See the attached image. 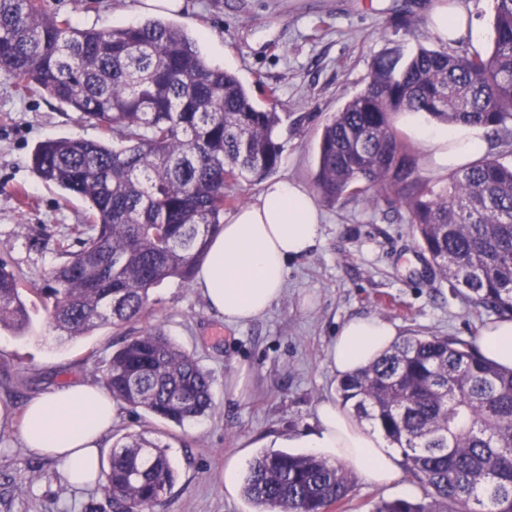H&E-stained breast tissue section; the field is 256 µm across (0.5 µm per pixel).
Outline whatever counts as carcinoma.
<instances>
[{
    "instance_id": "1",
    "label": "carcinoma",
    "mask_w": 512,
    "mask_h": 512,
    "mask_svg": "<svg viewBox=\"0 0 512 512\" xmlns=\"http://www.w3.org/2000/svg\"><path fill=\"white\" fill-rule=\"evenodd\" d=\"M492 45L481 54L399 46L376 55L363 89L324 125L314 184L331 202L396 200L438 273L476 307L512 317V163L485 155L436 187L395 127L404 112L490 128L512 145V0H491ZM0 75L22 94H46L102 130L54 138L33 170L89 204L90 220L59 243L61 262L39 289L49 324L70 340L148 315L150 291L184 286L224 224L231 182L280 167L283 116L256 105L238 78L208 65L184 30L152 18L78 28L46 0H0ZM31 327L18 274L0 262V330ZM104 383L131 411L178 426L212 408L214 379L159 325L126 337ZM336 394L401 449L424 490L380 500L373 512H512V370L460 336L399 338L341 379ZM115 512H150L175 472L143 434L113 445L101 471ZM354 475L313 454L263 452L242 491L260 512H328Z\"/></svg>"
}]
</instances>
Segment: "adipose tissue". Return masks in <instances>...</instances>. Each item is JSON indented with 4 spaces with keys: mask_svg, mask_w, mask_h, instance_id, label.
Wrapping results in <instances>:
<instances>
[{
    "mask_svg": "<svg viewBox=\"0 0 512 512\" xmlns=\"http://www.w3.org/2000/svg\"><path fill=\"white\" fill-rule=\"evenodd\" d=\"M431 26L444 41L481 38L462 0L436 7ZM401 122L443 171L468 164L487 149L483 133L473 127L428 125L412 113ZM321 224V210L307 185L265 182L260 194L210 240L195 278L207 307L228 324L263 315L282 296L290 263L318 247ZM397 338V328L385 320L353 318L332 340L328 366L335 377L344 378L380 357ZM476 346L484 357L512 369V319L487 323ZM115 416L116 402L108 389L74 382L29 400L19 436L30 451L56 460L68 483L84 487L97 481L100 449ZM288 445L342 464L370 483L386 485L399 475L400 457L383 433L358 423L333 398L318 405L312 429L289 437Z\"/></svg>",
    "mask_w": 512,
    "mask_h": 512,
    "instance_id": "obj_1",
    "label": "adipose tissue"
}]
</instances>
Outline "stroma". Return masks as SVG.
<instances>
[{"mask_svg": "<svg viewBox=\"0 0 512 512\" xmlns=\"http://www.w3.org/2000/svg\"><path fill=\"white\" fill-rule=\"evenodd\" d=\"M438 0H184L174 23L198 40L208 64L234 73L260 106L284 121L277 178L312 184L324 124L366 82L372 58L403 45L438 48L429 15ZM140 0H48L50 11L79 27L140 21ZM408 6L412 23L395 32L393 15ZM100 130L45 95L19 94L0 76V260L26 288L42 285L58 263L57 246L88 206L65 197L32 169L31 154L49 138H100ZM322 241L291 263L282 297L263 316L228 325L196 288L168 280L150 293L151 313L117 331L105 326L59 344L42 305L26 336L0 331V512H113L102 485L75 488L56 462L23 448L17 423L27 400L76 381L102 384L123 335L161 325L214 378V407L184 426L120 406L100 450L109 457L124 434L159 441L175 470L171 491L153 512H254L224 494V462L241 467L260 452L311 429L318 404L336 393L327 363L341 326L361 316L395 324L399 334L478 335L493 320L449 281L434 276L410 224L382 202L319 200ZM407 470L389 486L358 480L340 512H372L382 499L421 498Z\"/></svg>", "mask_w": 512, "mask_h": 512, "instance_id": "stroma-1", "label": "stroma"}]
</instances>
